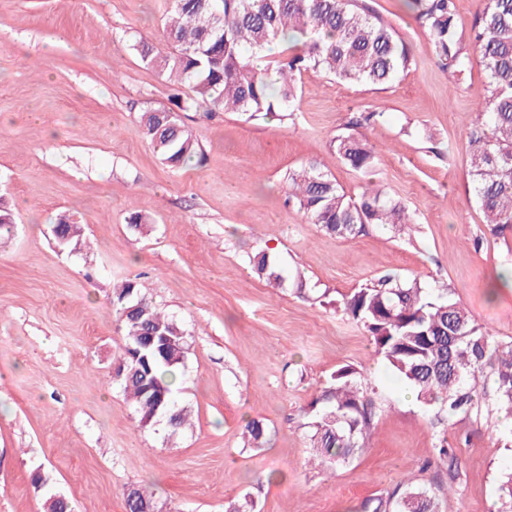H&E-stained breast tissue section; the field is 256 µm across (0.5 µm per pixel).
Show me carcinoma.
I'll return each mask as SVG.
<instances>
[{
  "instance_id": "1",
  "label": "carcinoma",
  "mask_w": 512,
  "mask_h": 512,
  "mask_svg": "<svg viewBox=\"0 0 512 512\" xmlns=\"http://www.w3.org/2000/svg\"><path fill=\"white\" fill-rule=\"evenodd\" d=\"M427 33L431 50L457 79L470 71L471 54L483 66L488 95L466 136L468 190L494 236L512 231V0H480L469 32H464L455 0H404ZM168 50L142 41L136 45L147 65L190 95L175 97L170 108L146 111L142 137L172 169L199 157V146L180 113L239 112L249 117L294 116L307 70H325L351 84L389 85L415 58L406 43L378 14L358 0H171L164 29ZM286 45L263 72L251 59L274 41ZM375 113H362L336 136V157L355 170H368L377 152L359 128ZM288 199L307 223L340 239L368 229L399 235L416 222L404 202L376 182L353 197L314 163L291 170ZM59 244H78L80 227L61 220L54 227ZM259 278L281 287L284 278L267 250L248 256ZM113 305L124 324L125 346L116 381L136 406L139 422L166 425L173 437L188 424L187 409L174 398V382L184 365L183 327L129 279L114 292ZM344 311L371 336L375 353L389 370L436 414H470L492 393L498 411L512 414V342L497 339L476 323L446 288H427L416 279L384 276L347 295ZM376 404L356 368L342 366L306 409L309 462L341 465L369 435ZM248 445L266 443L256 420L244 426ZM128 512H166L148 488L126 496ZM399 512H438L429 490L410 486Z\"/></svg>"
}]
</instances>
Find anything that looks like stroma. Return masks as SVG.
I'll use <instances>...</instances> for the list:
<instances>
[{
	"instance_id": "obj_1",
	"label": "stroma",
	"mask_w": 512,
	"mask_h": 512,
	"mask_svg": "<svg viewBox=\"0 0 512 512\" xmlns=\"http://www.w3.org/2000/svg\"><path fill=\"white\" fill-rule=\"evenodd\" d=\"M361 3L416 55L397 81L348 85L308 70L293 119L185 112L201 158L173 170L138 122L171 107L174 89L134 49L162 45L170 0H0V203L16 219L0 244V512H45L52 494L72 512H125L131 486L167 512H224L234 497L255 512H395L410 484L441 512H495L512 430L487 400L436 421L342 309L354 288L400 274L450 289L478 324L512 339V288L487 298L512 261V232L486 235L467 188L465 136L485 80L476 62L458 84L401 0ZM355 112L377 115L363 129L378 151L368 174L331 146ZM422 127L433 143L416 136ZM310 162L352 196L385 184L414 214V236L375 228L342 240L307 223L286 175ZM134 209L150 234L129 226ZM62 218L82 225V250L58 244ZM266 247L313 298L252 273L248 255ZM127 279L188 337L175 388L190 424L174 437L141 426L113 376L124 329L112 294ZM345 365L376 401L370 435L343 465H307L305 410ZM250 419L266 426L264 447L245 442ZM38 471L48 486L33 483Z\"/></svg>"
}]
</instances>
